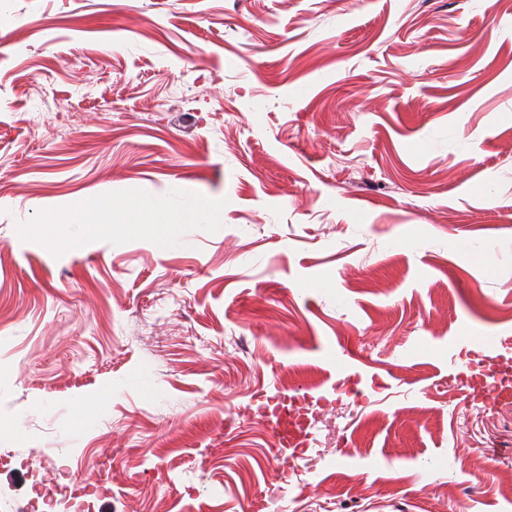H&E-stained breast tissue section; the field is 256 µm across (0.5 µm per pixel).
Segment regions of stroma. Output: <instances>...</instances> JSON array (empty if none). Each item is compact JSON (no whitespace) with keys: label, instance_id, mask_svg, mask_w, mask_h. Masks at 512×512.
Here are the masks:
<instances>
[{"label":"stroma","instance_id":"stroma-1","mask_svg":"<svg viewBox=\"0 0 512 512\" xmlns=\"http://www.w3.org/2000/svg\"><path fill=\"white\" fill-rule=\"evenodd\" d=\"M135 194L174 245L20 230ZM483 336L512 0H0V452L82 486L115 449V512H502L512 400L453 369ZM287 369L340 439L274 471Z\"/></svg>","mask_w":512,"mask_h":512}]
</instances>
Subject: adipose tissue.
Masks as SVG:
<instances>
[{
    "label": "adipose tissue",
    "instance_id": "ef3b65f1",
    "mask_svg": "<svg viewBox=\"0 0 512 512\" xmlns=\"http://www.w3.org/2000/svg\"><path fill=\"white\" fill-rule=\"evenodd\" d=\"M76 223L92 225L96 234L106 238L133 229L155 235L165 246L173 242L157 216L154 200L148 196L105 202L80 201L71 210L46 214L41 223L25 225L24 230L58 246L62 239L57 225Z\"/></svg>",
    "mask_w": 512,
    "mask_h": 512
}]
</instances>
